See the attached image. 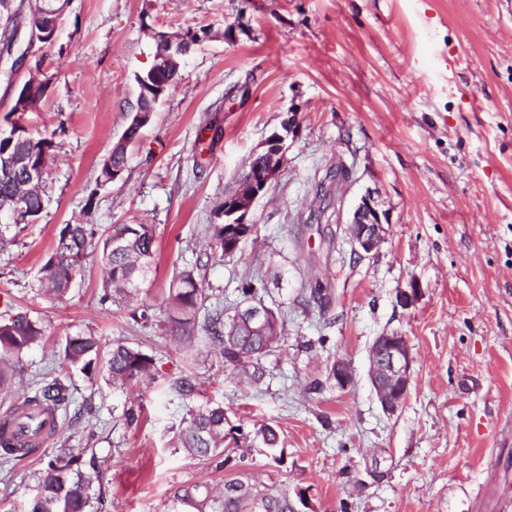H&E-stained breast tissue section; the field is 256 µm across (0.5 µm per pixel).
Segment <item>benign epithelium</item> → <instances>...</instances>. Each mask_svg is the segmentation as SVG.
Segmentation results:
<instances>
[{
  "instance_id": "1",
  "label": "benign epithelium",
  "mask_w": 512,
  "mask_h": 512,
  "mask_svg": "<svg viewBox=\"0 0 512 512\" xmlns=\"http://www.w3.org/2000/svg\"><path fill=\"white\" fill-rule=\"evenodd\" d=\"M67 5L68 0H48L41 11V17L46 19V24L39 30L18 29L10 52H0V73L10 75L12 87L18 90V112L22 111V103L29 94L45 88L49 82V78L45 77L43 64H32L34 55L28 49V44L36 42L39 37L46 38L50 32H56L58 21ZM154 38L167 47L166 53L155 57L152 74L156 75L170 69L171 64L177 62L178 56L184 54L181 44L184 35L156 34ZM22 66L28 68L29 78L20 82L17 73ZM283 123L288 131H276L261 143L260 153L268 156L265 168L255 176L242 173L238 178L237 191L224 196L225 217L236 216L237 223H245L253 204L277 176L285 157L288 138L296 136L298 131L296 114L288 113V118ZM387 223L388 214L380 209L374 196L370 193L362 196L350 217L352 239L358 251L366 254L374 251L383 240L384 225ZM380 340L387 342L388 348L374 347L370 350L369 379L382 409L388 414H394L407 394L413 357L408 340L402 334L392 332L381 336Z\"/></svg>"
}]
</instances>
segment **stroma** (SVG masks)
<instances>
[{"label":"stroma","mask_w":512,"mask_h":512,"mask_svg":"<svg viewBox=\"0 0 512 512\" xmlns=\"http://www.w3.org/2000/svg\"><path fill=\"white\" fill-rule=\"evenodd\" d=\"M200 29L121 179L99 185L134 113L136 77L154 62V33ZM44 69L47 96L22 116L0 83V129L19 120L53 142L46 208L0 251V313H27L47 333L23 355L14 394L51 373L84 409L61 419L44 451L0 464V512H25L50 456L67 448L83 451L90 512H193L174 506L180 489L242 471L287 491L296 512H455L460 481L475 512H512V0H69ZM291 112L299 131L247 217L252 235L211 254L217 205ZM368 192L390 222L360 255L349 219ZM66 224L99 235L153 226L142 299L154 321L100 302L99 240L66 296L45 293L41 269ZM192 266L209 302H233L258 275L284 311L260 383L225 368L201 327L178 339L163 292ZM310 277L330 288L327 311L298 303ZM413 287L414 302L397 305ZM87 332L102 351L125 341L152 356L154 381L120 386L62 363L66 338ZM391 332L414 362L389 415L368 370L374 339ZM336 360L347 386L328 377ZM185 376L196 391L182 396ZM209 402L250 435L226 459L177 446L188 409ZM263 426L277 448L254 438ZM375 460L377 482L365 477Z\"/></svg>","instance_id":"1"}]
</instances>
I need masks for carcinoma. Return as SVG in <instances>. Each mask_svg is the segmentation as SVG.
Returning a JSON list of instances; mask_svg holds the SVG:
<instances>
[{
    "instance_id": "obj_1",
    "label": "carcinoma",
    "mask_w": 512,
    "mask_h": 512,
    "mask_svg": "<svg viewBox=\"0 0 512 512\" xmlns=\"http://www.w3.org/2000/svg\"><path fill=\"white\" fill-rule=\"evenodd\" d=\"M140 135V129L129 130L122 143L110 150L112 166L125 167L127 146ZM52 147L47 138H35L28 132L15 139L0 138V153L18 155L34 164L44 160L45 150ZM20 175L0 170V204L18 211L15 225L36 222L44 210V194L20 190ZM252 224H211V249L221 255L235 252L241 240L252 233ZM97 235L92 224H66L59 231L55 254L43 266L46 292L62 296L68 292L82 270V258L88 243ZM155 235L151 224H118L102 240V259L107 277L100 300H123L138 294L139 287L152 272L155 261ZM260 279H250L238 289V299L230 307L206 305L207 297L200 288L194 271L178 272L168 284L169 319L182 330V338L191 339L187 328L203 320L202 329L208 343L220 348L224 366L260 382L265 369L262 357L277 347L284 335L285 321L279 309L269 307V318L262 324L252 321L248 312L237 311L238 304L263 301ZM299 297L326 310L330 298L320 283L302 284ZM46 333L42 324L25 313L0 315V391L11 390L16 364L33 346L41 343ZM62 361L90 374L101 367L113 384L129 385L151 381L155 375L152 356L124 342L112 346L101 357L99 339L92 333L66 338ZM74 403L73 390L59 377L43 376L35 382L33 394L15 401L0 418V458L8 462L39 451L46 439L59 429V418ZM224 408L206 405L188 410L185 428L178 437L179 447L192 458L210 457L226 452L228 433ZM79 455L63 451L47 463L28 512H87L90 507L89 484L74 468ZM197 512H294L288 496L270 489L258 477L242 472L224 480L221 495L204 483L195 484L176 495Z\"/></svg>"
}]
</instances>
